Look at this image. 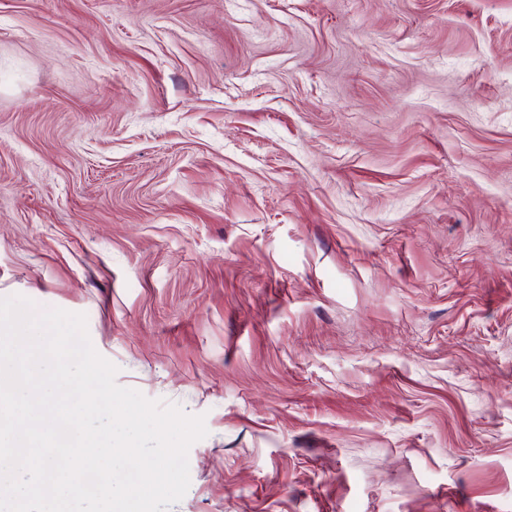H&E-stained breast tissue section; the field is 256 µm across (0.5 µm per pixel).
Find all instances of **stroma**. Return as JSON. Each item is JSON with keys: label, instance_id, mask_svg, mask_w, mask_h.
Wrapping results in <instances>:
<instances>
[{"label": "stroma", "instance_id": "obj_1", "mask_svg": "<svg viewBox=\"0 0 512 512\" xmlns=\"http://www.w3.org/2000/svg\"><path fill=\"white\" fill-rule=\"evenodd\" d=\"M205 419L167 512H512V0H0V297Z\"/></svg>", "mask_w": 512, "mask_h": 512}]
</instances>
